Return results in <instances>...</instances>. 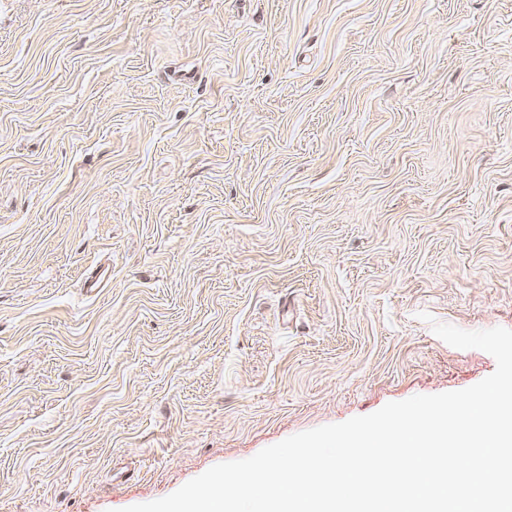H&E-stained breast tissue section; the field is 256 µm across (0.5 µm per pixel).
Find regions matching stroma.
Returning <instances> with one entry per match:
<instances>
[{
    "label": "stroma",
    "mask_w": 512,
    "mask_h": 512,
    "mask_svg": "<svg viewBox=\"0 0 512 512\" xmlns=\"http://www.w3.org/2000/svg\"><path fill=\"white\" fill-rule=\"evenodd\" d=\"M424 312L512 329V0H0V512L494 372ZM112 278V271L107 266H93L89 268L83 277V288L86 294L96 296L105 288Z\"/></svg>",
    "instance_id": "1"
}]
</instances>
